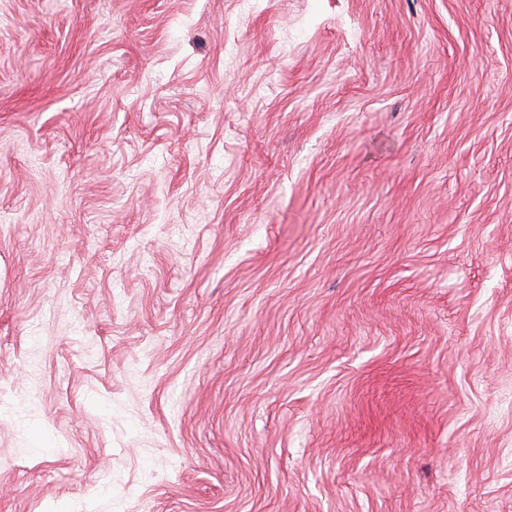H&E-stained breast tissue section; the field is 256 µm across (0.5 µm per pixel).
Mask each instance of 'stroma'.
I'll use <instances>...</instances> for the list:
<instances>
[{
  "instance_id": "stroma-1",
  "label": "stroma",
  "mask_w": 512,
  "mask_h": 512,
  "mask_svg": "<svg viewBox=\"0 0 512 512\" xmlns=\"http://www.w3.org/2000/svg\"><path fill=\"white\" fill-rule=\"evenodd\" d=\"M0 512H512V0H0Z\"/></svg>"
}]
</instances>
